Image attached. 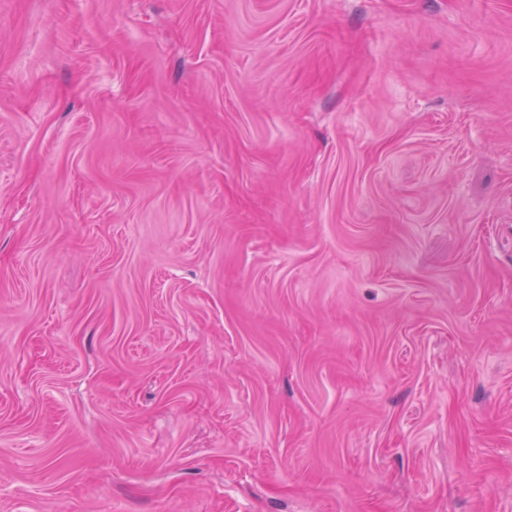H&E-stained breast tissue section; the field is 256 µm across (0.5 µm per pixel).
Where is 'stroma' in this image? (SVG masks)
<instances>
[{
    "mask_svg": "<svg viewBox=\"0 0 512 512\" xmlns=\"http://www.w3.org/2000/svg\"><path fill=\"white\" fill-rule=\"evenodd\" d=\"M0 512H512V0H0Z\"/></svg>",
    "mask_w": 512,
    "mask_h": 512,
    "instance_id": "obj_1",
    "label": "stroma"
}]
</instances>
